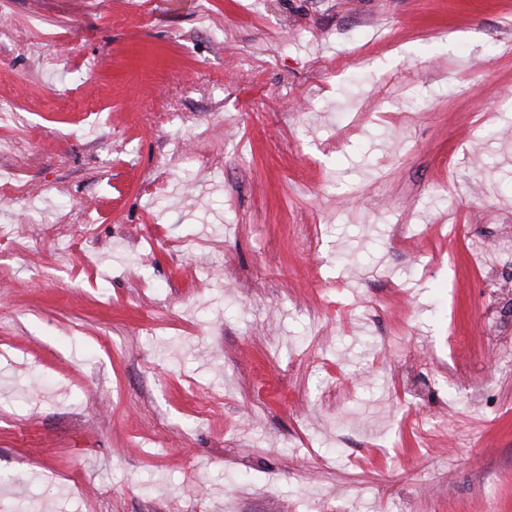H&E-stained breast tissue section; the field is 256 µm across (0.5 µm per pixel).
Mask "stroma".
Returning a JSON list of instances; mask_svg holds the SVG:
<instances>
[{"instance_id": "obj_1", "label": "stroma", "mask_w": 512, "mask_h": 512, "mask_svg": "<svg viewBox=\"0 0 512 512\" xmlns=\"http://www.w3.org/2000/svg\"><path fill=\"white\" fill-rule=\"evenodd\" d=\"M0 512H512V0H0Z\"/></svg>"}]
</instances>
